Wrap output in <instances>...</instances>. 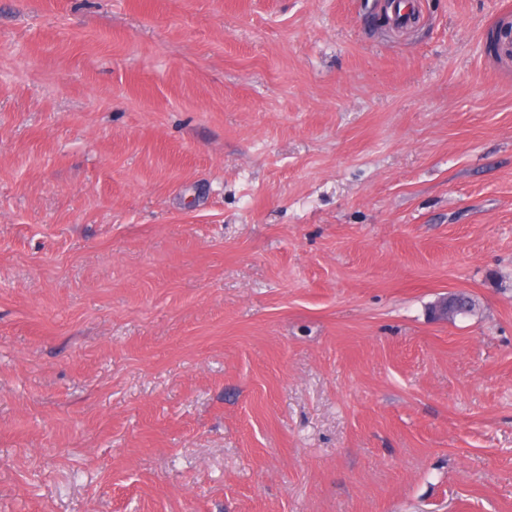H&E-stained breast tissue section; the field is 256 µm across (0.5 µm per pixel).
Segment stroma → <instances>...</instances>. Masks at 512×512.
Wrapping results in <instances>:
<instances>
[{
	"label": "stroma",
	"instance_id": "35a3bbf8",
	"mask_svg": "<svg viewBox=\"0 0 512 512\" xmlns=\"http://www.w3.org/2000/svg\"><path fill=\"white\" fill-rule=\"evenodd\" d=\"M412 3L0 0V512H512V0Z\"/></svg>",
	"mask_w": 512,
	"mask_h": 512
}]
</instances>
